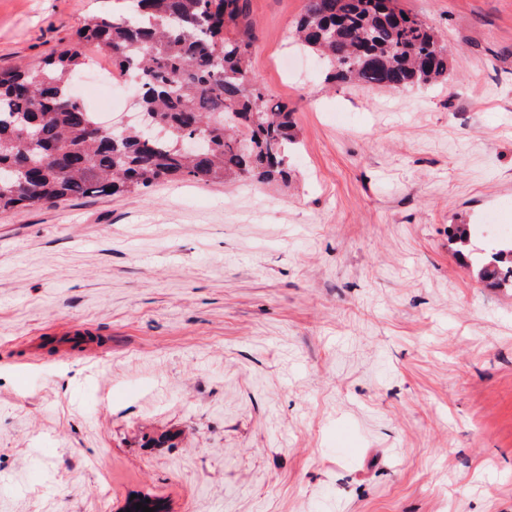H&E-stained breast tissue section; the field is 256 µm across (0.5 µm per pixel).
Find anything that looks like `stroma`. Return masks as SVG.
<instances>
[{
  "instance_id": "obj_1",
  "label": "stroma",
  "mask_w": 512,
  "mask_h": 512,
  "mask_svg": "<svg viewBox=\"0 0 512 512\" xmlns=\"http://www.w3.org/2000/svg\"><path fill=\"white\" fill-rule=\"evenodd\" d=\"M104 0H0V67ZM249 0L288 184L178 181L0 214V512H512V0H398L444 82L332 85ZM477 277L496 288H512V242L509 241L489 253L474 256Z\"/></svg>"
}]
</instances>
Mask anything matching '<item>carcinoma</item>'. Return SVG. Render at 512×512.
I'll return each mask as SVG.
<instances>
[{
	"instance_id": "carcinoma-1",
	"label": "carcinoma",
	"mask_w": 512,
	"mask_h": 512,
	"mask_svg": "<svg viewBox=\"0 0 512 512\" xmlns=\"http://www.w3.org/2000/svg\"><path fill=\"white\" fill-rule=\"evenodd\" d=\"M66 48L35 66L0 68V213L176 180L288 181L293 112L272 105L250 69L248 0H109ZM296 32L324 55L332 83L405 89L448 76V48L397 0H306ZM104 56L139 76L145 122L109 132L72 93ZM477 277L512 288V242L474 257Z\"/></svg>"
}]
</instances>
